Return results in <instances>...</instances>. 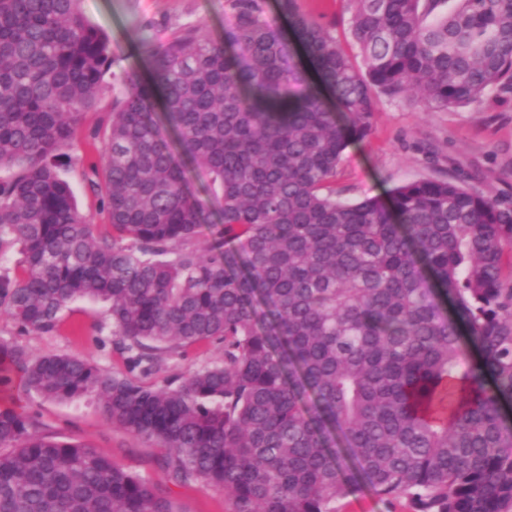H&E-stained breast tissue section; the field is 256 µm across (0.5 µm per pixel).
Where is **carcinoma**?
Instances as JSON below:
<instances>
[{"instance_id":"1","label":"carcinoma","mask_w":512,"mask_h":512,"mask_svg":"<svg viewBox=\"0 0 512 512\" xmlns=\"http://www.w3.org/2000/svg\"><path fill=\"white\" fill-rule=\"evenodd\" d=\"M80 2L0 0V314L14 325L0 395L19 383L96 400L107 423L163 449L173 483L223 490L230 512H336L362 483L412 512H512V197L460 175L354 204L332 188L383 98L512 105V0H349L363 71L298 0H279L316 86L261 0H230L220 40L199 27L144 39L151 77L124 76L91 167L105 233L60 175L112 66ZM79 299L107 304L129 373L20 343L57 333ZM215 343L222 361L142 381ZM0 512L181 510L0 406Z\"/></svg>"}]
</instances>
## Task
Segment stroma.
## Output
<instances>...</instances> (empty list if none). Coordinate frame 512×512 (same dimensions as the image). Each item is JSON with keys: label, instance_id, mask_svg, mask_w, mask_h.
<instances>
[{"label": "stroma", "instance_id": "1", "mask_svg": "<svg viewBox=\"0 0 512 512\" xmlns=\"http://www.w3.org/2000/svg\"><path fill=\"white\" fill-rule=\"evenodd\" d=\"M300 5L336 37L351 55L359 50L350 35L352 11L348 0H300ZM86 25L109 38L112 67L95 102L73 132L72 161L61 175L73 187L87 219L105 225L89 186L90 165L100 157L101 140L94 129L106 128L123 93L122 78L134 71L147 75L148 59L141 53L143 38L163 42L185 29L201 27L215 39L233 20L228 0H82ZM471 175L484 194L512 195V109L477 112H421L404 103L381 100L370 118L363 141L345 150L336 175L341 200L358 202L386 196L396 186L423 177ZM103 307L85 301L71 304L54 336H25L21 342L33 354L78 355L121 372L124 359L106 344L109 330L101 329ZM18 410L35 415L46 433L75 440L109 455L127 470L168 490L184 512H227L224 492L196 483L173 485L159 465L160 450L153 441L109 425L97 402L57 403L15 390Z\"/></svg>", "mask_w": 512, "mask_h": 512}]
</instances>
